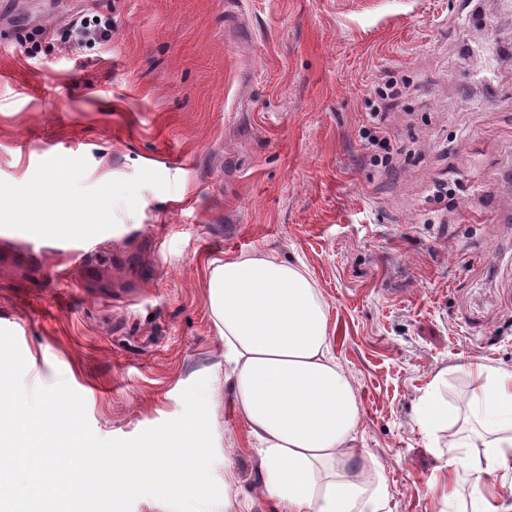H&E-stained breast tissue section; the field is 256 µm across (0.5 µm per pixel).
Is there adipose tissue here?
Wrapping results in <instances>:
<instances>
[{"instance_id":"adipose-tissue-1","label":"adipose tissue","mask_w":512,"mask_h":512,"mask_svg":"<svg viewBox=\"0 0 512 512\" xmlns=\"http://www.w3.org/2000/svg\"><path fill=\"white\" fill-rule=\"evenodd\" d=\"M0 213L33 224H76L61 213L56 194L0 195ZM209 304L224 356L232 365L236 404L259 444L266 492L284 512H390L382 476L366 478L357 462L361 409L356 391L331 353L327 307L300 267L264 253L218 263ZM471 380L465 409L474 437L457 441L445 461L446 506L470 478L475 512H512V492L497 474L512 469V371L464 368ZM452 411L433 381L421 396L417 423L427 434L447 426Z\"/></svg>"}]
</instances>
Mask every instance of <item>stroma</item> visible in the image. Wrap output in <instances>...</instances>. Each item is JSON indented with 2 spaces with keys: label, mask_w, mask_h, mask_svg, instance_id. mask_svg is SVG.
Listing matches in <instances>:
<instances>
[{
  "label": "stroma",
  "mask_w": 512,
  "mask_h": 512,
  "mask_svg": "<svg viewBox=\"0 0 512 512\" xmlns=\"http://www.w3.org/2000/svg\"><path fill=\"white\" fill-rule=\"evenodd\" d=\"M107 43L5 36L0 189L64 180L108 224L90 267L0 235V328L26 389L65 380L92 431L129 439L178 417L207 378L221 492L210 512H281L224 365L214 260L302 264L327 306L332 354L357 390L359 445L391 512H442V456L416 405L459 366L512 370V0H83ZM404 145L371 165L358 130L388 79ZM454 193L428 202L430 186Z\"/></svg>",
  "instance_id": "35a3bbf8"
}]
</instances>
